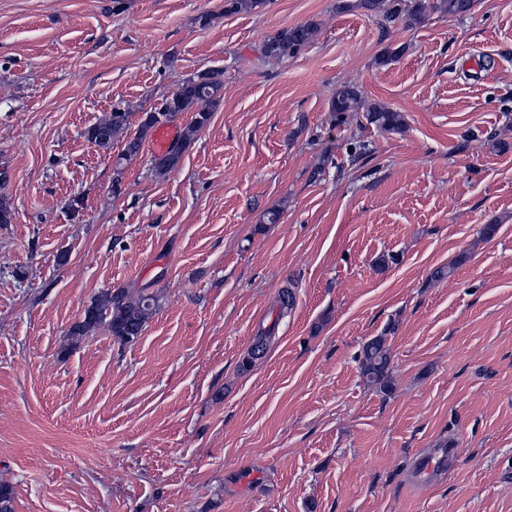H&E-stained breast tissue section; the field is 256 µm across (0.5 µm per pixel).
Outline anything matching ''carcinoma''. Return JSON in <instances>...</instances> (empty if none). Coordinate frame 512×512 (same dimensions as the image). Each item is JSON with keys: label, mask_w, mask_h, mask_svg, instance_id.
<instances>
[{"label": "carcinoma", "mask_w": 512, "mask_h": 512, "mask_svg": "<svg viewBox=\"0 0 512 512\" xmlns=\"http://www.w3.org/2000/svg\"><path fill=\"white\" fill-rule=\"evenodd\" d=\"M268 0H224V14L241 10H255L263 7ZM477 0H356L355 4L345 3L344 9H365L382 11L389 22L403 21L414 27L424 23L435 13L447 16H464L473 11ZM318 26L313 21L284 28L269 37L264 43V53L278 59L293 57L312 42ZM224 72L209 69L185 79L173 97L166 101V108L159 112H147L141 121L135 137L126 144L124 158L137 155L149 132L163 125L183 112L191 113V120L185 127L179 142L153 160V169L158 176H165L180 164L183 152L209 123L212 112L224 99ZM330 110L336 113V122L343 123L358 111L366 113V120L377 129L388 133H399L405 127L404 116L380 106L364 107L360 90L353 84L336 88L331 99ZM127 116L114 112L109 117L88 127L84 135L96 146L107 150L113 138L124 129ZM159 307L155 294L139 292L134 294L125 289L105 292L96 297L85 309L84 317L68 330V336L79 339L90 336L103 328L123 343L131 336H139L146 328L150 317ZM390 351L385 339L376 337L368 341L362 350L360 373L366 385L383 394L392 392L389 377Z\"/></svg>", "instance_id": "1"}]
</instances>
